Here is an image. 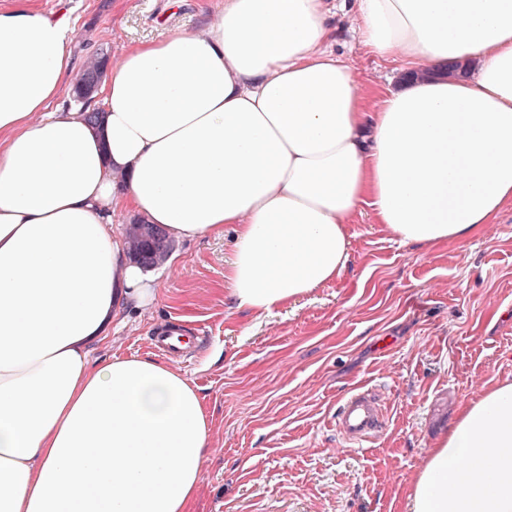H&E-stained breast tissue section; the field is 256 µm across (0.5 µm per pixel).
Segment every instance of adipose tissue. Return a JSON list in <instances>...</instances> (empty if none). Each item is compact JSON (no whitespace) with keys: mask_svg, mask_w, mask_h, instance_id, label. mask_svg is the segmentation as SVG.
<instances>
[{"mask_svg":"<svg viewBox=\"0 0 512 512\" xmlns=\"http://www.w3.org/2000/svg\"><path fill=\"white\" fill-rule=\"evenodd\" d=\"M351 8L368 52L409 68L376 103L334 50L330 0H224L205 30L127 48L97 124L48 109L68 17L0 9V512H194L197 387L93 356L156 293L114 212L187 240L233 226L224 300L262 314L340 275L363 210L434 247L512 204V0ZM405 512H512V381L460 407Z\"/></svg>","mask_w":512,"mask_h":512,"instance_id":"1","label":"adipose tissue"}]
</instances>
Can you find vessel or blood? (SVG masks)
I'll use <instances>...</instances> for the list:
<instances>
[{"label": "vessel or blood", "mask_w": 512, "mask_h": 512, "mask_svg": "<svg viewBox=\"0 0 512 512\" xmlns=\"http://www.w3.org/2000/svg\"><path fill=\"white\" fill-rule=\"evenodd\" d=\"M156 348L162 353L182 356L189 337L178 336L176 328L158 331L154 338ZM386 424V409L377 390L359 387L344 399L336 415V429L342 438L361 446L380 434Z\"/></svg>", "instance_id": "1"}]
</instances>
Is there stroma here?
Returning <instances> with one entry per match:
<instances>
[{"instance_id": "obj_1", "label": "stroma", "mask_w": 512, "mask_h": 512, "mask_svg": "<svg viewBox=\"0 0 512 512\" xmlns=\"http://www.w3.org/2000/svg\"><path fill=\"white\" fill-rule=\"evenodd\" d=\"M67 14L72 69L50 109L74 110L87 60L203 30L222 0H33ZM338 43L359 83L377 94L398 65L370 54L353 13ZM344 272L296 303L255 315L224 301L233 232L174 240L155 268L150 308L120 317L98 358L155 357L151 339L181 324L197 342L173 361L212 418L195 512H405L429 451L461 404L512 380V205L478 237L428 248L401 242L371 213L348 225ZM382 392L388 421L365 447L336 430L352 390Z\"/></svg>"}]
</instances>
